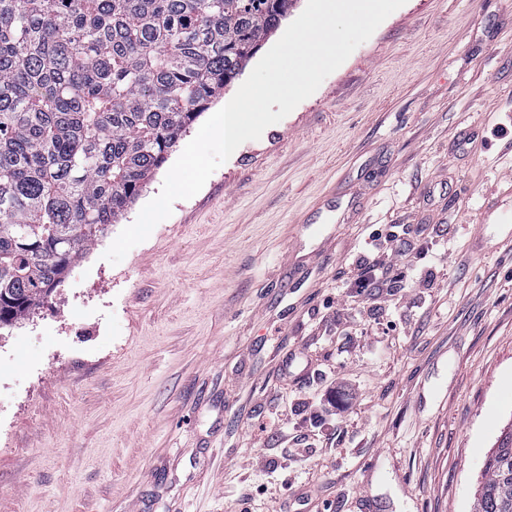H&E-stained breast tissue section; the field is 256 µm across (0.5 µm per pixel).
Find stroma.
I'll use <instances>...</instances> for the list:
<instances>
[{"mask_svg": "<svg viewBox=\"0 0 512 512\" xmlns=\"http://www.w3.org/2000/svg\"><path fill=\"white\" fill-rule=\"evenodd\" d=\"M165 175L0 330V512H474L512 423V0H406L104 260ZM392 242L393 243L389 248V253L386 254L387 261H383L378 265L370 266L369 264L367 267L364 264L360 265V273L357 278L358 288H381L383 283L381 280L384 276V270H386L388 264H391L393 259L405 257L413 250L410 241L407 239L396 237ZM380 266L382 267V270L380 269Z\"/></svg>", "mask_w": 512, "mask_h": 512, "instance_id": "obj_1", "label": "stroma"}]
</instances>
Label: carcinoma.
Returning a JSON list of instances; mask_svg holds the SVG:
<instances>
[{"instance_id": "obj_1", "label": "carcinoma", "mask_w": 512, "mask_h": 512, "mask_svg": "<svg viewBox=\"0 0 512 512\" xmlns=\"http://www.w3.org/2000/svg\"><path fill=\"white\" fill-rule=\"evenodd\" d=\"M297 0H0V328L42 305ZM474 512H512V424Z\"/></svg>"}]
</instances>
